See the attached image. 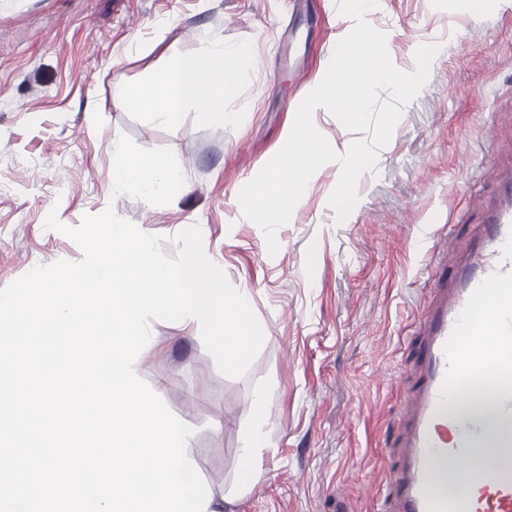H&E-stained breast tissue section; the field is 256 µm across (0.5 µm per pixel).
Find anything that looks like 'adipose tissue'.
<instances>
[{
  "label": "adipose tissue",
  "instance_id": "adipose-tissue-1",
  "mask_svg": "<svg viewBox=\"0 0 512 512\" xmlns=\"http://www.w3.org/2000/svg\"><path fill=\"white\" fill-rule=\"evenodd\" d=\"M235 83V73L224 65V47L210 42L195 54L171 55L164 76L138 89L134 100L149 113L177 120L190 105L205 109L213 121L225 120L224 96ZM112 187L136 192L146 205L183 190L181 167L152 157L130 155L120 144L112 146Z\"/></svg>",
  "mask_w": 512,
  "mask_h": 512
}]
</instances>
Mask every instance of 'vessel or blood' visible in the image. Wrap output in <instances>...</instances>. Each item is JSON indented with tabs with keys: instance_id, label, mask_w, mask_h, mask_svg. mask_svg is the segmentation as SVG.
<instances>
[{
	"instance_id": "1",
	"label": "vessel or blood",
	"mask_w": 512,
	"mask_h": 512,
	"mask_svg": "<svg viewBox=\"0 0 512 512\" xmlns=\"http://www.w3.org/2000/svg\"><path fill=\"white\" fill-rule=\"evenodd\" d=\"M490 207L466 261L439 276L419 323V377L405 410L402 463L387 474L394 512H512V389L491 414L463 400L512 373V178ZM497 305L494 349L475 317Z\"/></svg>"
}]
</instances>
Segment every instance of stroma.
<instances>
[{
	"label": "stroma",
	"mask_w": 512,
	"mask_h": 512,
	"mask_svg": "<svg viewBox=\"0 0 512 512\" xmlns=\"http://www.w3.org/2000/svg\"><path fill=\"white\" fill-rule=\"evenodd\" d=\"M314 35L292 0H0V288L35 266L82 260L47 229L106 208L168 257L195 225L207 256L248 290L264 342L239 376L223 374L194 328L150 324L156 341L137 363L161 384L192 430L188 456L224 492L223 512H389L377 449L390 447L415 383L417 322L435 282L430 253L467 254L498 196L499 157L512 155V0H378L368 21L385 33L393 65L425 82L338 218L329 204L341 167L310 178L269 253L246 218L241 188L277 153L303 98L323 79L353 27L337 0ZM220 42L237 74L227 119L197 105L170 123L119 99L157 81L170 55ZM336 152L367 141L327 109L312 114ZM180 166L189 182L154 206L112 188V142ZM270 403L256 425L257 393ZM259 433L256 477L240 484V449Z\"/></svg>",
	"instance_id": "stroma-1"
}]
</instances>
